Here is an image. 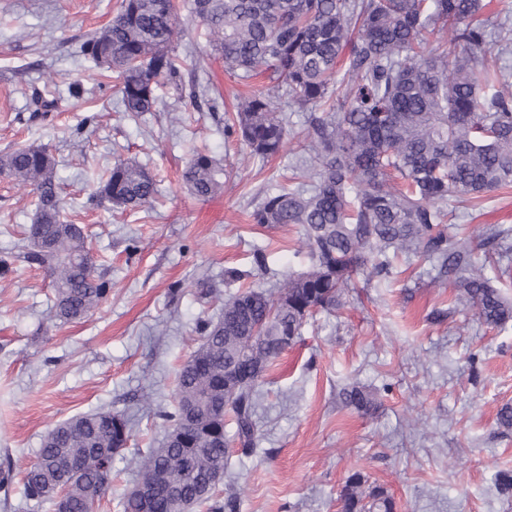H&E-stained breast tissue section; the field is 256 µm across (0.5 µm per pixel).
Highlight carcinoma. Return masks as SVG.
Masks as SVG:
<instances>
[{"instance_id": "1", "label": "carcinoma", "mask_w": 512, "mask_h": 512, "mask_svg": "<svg viewBox=\"0 0 512 512\" xmlns=\"http://www.w3.org/2000/svg\"><path fill=\"white\" fill-rule=\"evenodd\" d=\"M192 13L212 36L224 69L242 81L265 84L241 99L224 122V138L238 135L252 155L279 154L288 117L275 99L307 113L310 183L268 191L253 210L261 226L297 224L305 232L311 266L288 279L274 296L243 286L224 301L217 321L201 319L202 343L176 373V406L160 414L178 438L152 448L140 481L163 491L145 506L129 490L123 512H237V498L221 499L229 453L224 414L243 453L253 451L258 386L308 320L343 307L354 278L386 279L393 258L414 254L436 261L478 320L501 328L512 321L486 264L512 251L509 230L486 229L489 246L480 263L442 225L454 219L442 204L471 208L512 186V69L488 66L486 14L512 16V0H193ZM185 29L173 0H120L112 22L82 44L83 55L116 74L123 111H157L162 84L181 85L182 62L174 44ZM221 160L192 150L182 172L187 190L207 199L224 184ZM0 177L33 187L36 211L26 225V245L0 257V270L18 260L43 269L54 288L53 316L78 322L108 296L110 284L88 265V234L61 220L57 164L49 146H21L0 156ZM156 184L147 168L117 160L100 178L95 197L117 209L152 205ZM241 373L224 407V373ZM346 403L368 409L372 400L353 388ZM125 416L108 408L76 415L42 438L36 462L23 477V496L38 507L62 494L68 512H95L112 482V460L127 447ZM352 474L340 494L342 512H392L382 489L355 488Z\"/></svg>"}]
</instances>
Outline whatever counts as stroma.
I'll return each instance as SVG.
<instances>
[{
    "label": "stroma",
    "instance_id": "stroma-1",
    "mask_svg": "<svg viewBox=\"0 0 512 512\" xmlns=\"http://www.w3.org/2000/svg\"><path fill=\"white\" fill-rule=\"evenodd\" d=\"M175 4L190 28L183 70L208 86L218 111H186L167 85L159 111L122 112L114 79L80 54L111 23L118 0H0V154L50 145L62 218L86 225L96 272L112 284L87 318L61 325L42 271L17 262L0 272V460L24 472L59 422L102 407L125 414L131 438L113 460L98 512H121L138 478V451L161 445L160 414L175 405L177 368L201 343L196 323L217 319L238 289L225 283V270L250 272L253 283L275 290L310 265L299 226L262 227L251 217L305 157L301 113L289 108L277 157L263 161L225 141V110L262 81L246 86L227 73L192 0ZM41 94L57 101L44 119L33 105ZM194 146L229 164L223 188L206 200L181 183ZM118 158L152 172L154 206L112 211L92 198ZM455 210L449 236L481 257L485 228L512 227V187L488 194L481 208ZM34 212L30 187L0 177V255L19 250ZM258 246L268 271L253 264ZM203 279L217 289L206 302L196 299ZM353 383L373 394L376 411L342 404L340 391ZM260 390L259 445L233 452L218 488L236 495L238 512H340L356 472L363 491H386L393 512H512V498L494 489L499 474L512 473V430L497 423L512 404V322L481 324L427 258L405 256L392 278L357 281L338 313L305 326Z\"/></svg>",
    "mask_w": 512,
    "mask_h": 512
}]
</instances>
